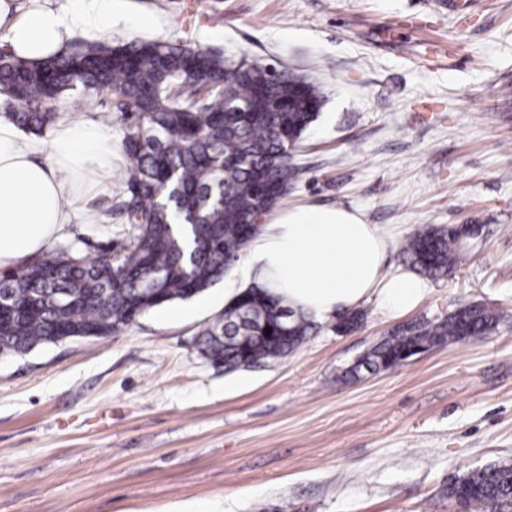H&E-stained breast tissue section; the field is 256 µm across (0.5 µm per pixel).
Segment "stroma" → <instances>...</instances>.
<instances>
[{
	"label": "stroma",
	"instance_id": "1",
	"mask_svg": "<svg viewBox=\"0 0 512 512\" xmlns=\"http://www.w3.org/2000/svg\"><path fill=\"white\" fill-rule=\"evenodd\" d=\"M124 0L107 40L210 48L311 78L325 96L274 224L303 207L361 212L389 243L475 224L464 261L414 311L363 303L359 329L319 321L288 357L225 371L198 333L246 288L240 265L121 333L0 355V512H456L446 488L512 461V0ZM112 115L81 90L54 106ZM121 184L88 193L55 245L92 256L129 226ZM478 304L492 333L397 368L340 375L389 331Z\"/></svg>",
	"mask_w": 512,
	"mask_h": 512
}]
</instances>
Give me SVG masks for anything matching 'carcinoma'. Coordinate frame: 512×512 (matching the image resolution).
I'll list each match as a JSON object with an SVG mask.
<instances>
[{
    "mask_svg": "<svg viewBox=\"0 0 512 512\" xmlns=\"http://www.w3.org/2000/svg\"><path fill=\"white\" fill-rule=\"evenodd\" d=\"M112 94L127 158L122 210L132 231L89 258L59 249L0 275V355L39 344L104 338L147 311L189 300L224 277L244 231L277 203L293 176L292 152L318 116L320 87L207 49L162 41L112 46L79 42L33 63L0 53V97L9 119L41 135L67 91ZM468 228L427 226L402 247L406 263L444 278L464 257ZM494 309L469 305L441 322L409 323L385 336L343 377L387 370L445 342L485 336ZM271 332H266V329ZM311 318L255 286L239 291L198 337L228 371L288 356L312 334ZM477 512H512V463L486 465L448 485Z\"/></svg>",
    "mask_w": 512,
    "mask_h": 512,
    "instance_id": "obj_1",
    "label": "carcinoma"
}]
</instances>
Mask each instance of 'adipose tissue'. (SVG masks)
<instances>
[{"instance_id": "1", "label": "adipose tissue", "mask_w": 512, "mask_h": 512, "mask_svg": "<svg viewBox=\"0 0 512 512\" xmlns=\"http://www.w3.org/2000/svg\"><path fill=\"white\" fill-rule=\"evenodd\" d=\"M72 2L63 12L50 0H28L16 18L13 0H0V26L7 28L12 54L43 60L59 53L72 31L93 38L110 32L122 0ZM50 146L51 161L37 160L16 127L0 119V268L45 250L69 223L88 181L112 177V138L93 122L58 123ZM388 249V241L359 214L307 208L263 226L250 243L242 274L319 319L373 298L399 315L417 307L429 288L410 271L383 276Z\"/></svg>"}]
</instances>
